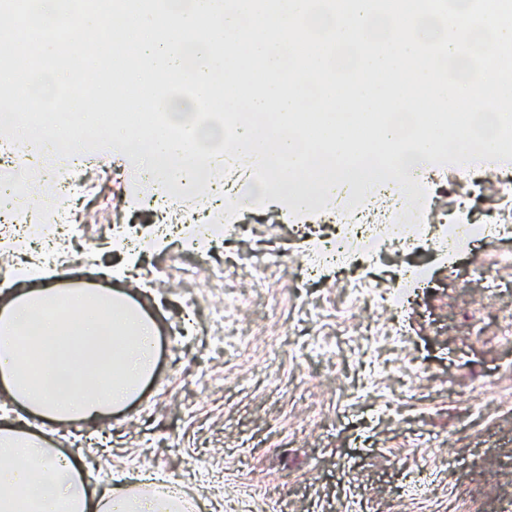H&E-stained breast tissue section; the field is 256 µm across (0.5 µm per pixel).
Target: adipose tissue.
I'll use <instances>...</instances> for the list:
<instances>
[{"mask_svg":"<svg viewBox=\"0 0 512 512\" xmlns=\"http://www.w3.org/2000/svg\"><path fill=\"white\" fill-rule=\"evenodd\" d=\"M10 341L0 383L42 419L90 421L136 398L151 375L156 327L124 298L76 286L17 295L0 313ZM181 512L177 498L121 483L88 489L78 462L49 443L0 430V512Z\"/></svg>","mask_w":512,"mask_h":512,"instance_id":"ef3b65f1","label":"adipose tissue"}]
</instances>
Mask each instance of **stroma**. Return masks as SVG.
<instances>
[{"instance_id": "35a3bbf8", "label": "stroma", "mask_w": 512, "mask_h": 512, "mask_svg": "<svg viewBox=\"0 0 512 512\" xmlns=\"http://www.w3.org/2000/svg\"><path fill=\"white\" fill-rule=\"evenodd\" d=\"M506 185L512 166L479 164L462 185L443 165L433 205L466 198L470 222L512 225ZM123 196L116 185L94 191L82 241L50 262L48 281L128 294L158 326L152 378L133 405L92 423L17 414L0 387L1 424L84 458L93 488L193 468L185 500L207 512L243 498L249 512H512V275L485 274L512 253V235L446 259L419 250L427 281L394 319L339 304L350 286L341 275L298 280L315 238L272 205L241 215L245 235L212 242L210 254L234 262L222 284L182 279L198 254L175 235L128 274L103 243L109 222L177 224L185 203L163 217ZM268 250L277 258L255 279L249 260ZM271 342L282 347L274 363Z\"/></svg>"}]
</instances>
